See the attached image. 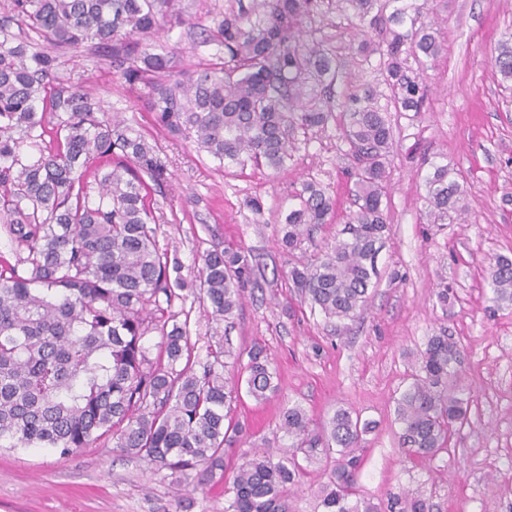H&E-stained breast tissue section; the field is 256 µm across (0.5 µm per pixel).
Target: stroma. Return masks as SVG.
<instances>
[{
  "mask_svg": "<svg viewBox=\"0 0 512 512\" xmlns=\"http://www.w3.org/2000/svg\"><path fill=\"white\" fill-rule=\"evenodd\" d=\"M234 0H178L180 22L155 34L173 47L171 71L184 77L211 60L202 43ZM448 53L422 65L427 97L422 111L392 112L395 142L383 200L388 231L378 255L379 279L366 310L339 323L313 310L288 276L334 244L353 209L349 147L335 127L313 130L287 170L219 168L192 140L154 121L144 83L128 82L112 52L86 44L57 51L56 82L80 88L107 116L137 130L165 165L149 183L146 203L159 217L156 236L176 255L180 275L195 281L206 251L233 244L253 267L231 322L211 318L192 290L173 310L188 322L194 362L231 343L225 376L244 375L248 352L263 348L275 371V393L264 402L248 395L231 406L249 436L227 449L235 467L258 448H280L285 405L298 403L313 424L337 408L371 421L362 446L359 494L387 504L422 489L433 512H512V305L492 300L489 261L512 257V86L492 66L506 31L512 0H429ZM448 166L465 190V214L428 223L425 178ZM320 182L335 200L328 223L312 227L301 247L283 252L278 221L297 203L303 183ZM448 285V302L436 297ZM445 334L461 349L458 386L469 400L468 421L449 449L416 461L397 444L394 398L429 337ZM334 465L318 455L302 461L286 495L288 512H320L319 495ZM224 482L192 491L169 471L96 443L69 457L50 448L0 450V512H224Z\"/></svg>",
  "mask_w": 512,
  "mask_h": 512,
  "instance_id": "obj_1",
  "label": "stroma"
}]
</instances>
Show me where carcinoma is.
<instances>
[{
    "mask_svg": "<svg viewBox=\"0 0 512 512\" xmlns=\"http://www.w3.org/2000/svg\"><path fill=\"white\" fill-rule=\"evenodd\" d=\"M325 0H237L215 23L216 63H202L185 80L169 79L171 52L136 39L175 12V0H11L0 22V220L17 243L15 262L0 256V442L11 448H52L69 456L105 435L120 453L145 458L204 485L225 471L224 451L243 427L224 428L241 390L257 401L276 390L274 370L256 348L247 377H224L231 348L210 352L195 368L187 325L172 311L181 264L160 247L146 179L163 165L135 129L102 120L90 97L69 87L49 88L56 57L33 42L112 48L134 83L148 74L156 125L195 137L220 166L288 167L295 133L336 121L324 94L343 81L348 60L316 25ZM385 35L365 39L363 61L380 56L381 84L345 87L340 131L355 160L356 210L341 236L289 276L326 318L351 321L366 309L378 278L377 255L388 229L382 209L393 130L385 112H419L425 86L409 64L435 60L447 45L434 24L423 23L417 0H336ZM15 24L30 33L20 40ZM501 82L512 83V33L494 57ZM57 116L47 128L37 103ZM385 104H380V100ZM54 146H44L45 138ZM426 215L444 224L463 210L462 190L448 166L427 178ZM297 206L281 220L280 244L292 252L308 226L327 223L335 202L310 181ZM199 291L211 315L232 318L249 278L244 251L231 245L202 257ZM497 302H512V260L489 265ZM176 277H171V274ZM160 336L150 358L146 336ZM461 351L452 338L428 339L410 382L395 399L399 446L420 461L448 450L452 431L467 422L468 400L457 387ZM286 448H262L233 472L225 512H283V498L300 472L296 454L336 451V465L320 496L321 512H381L357 493V455L369 423L338 408L321 427L301 406L283 408ZM397 512H432L417 490Z\"/></svg>",
    "mask_w": 512,
    "mask_h": 512,
    "instance_id": "obj_1",
    "label": "carcinoma"
}]
</instances>
